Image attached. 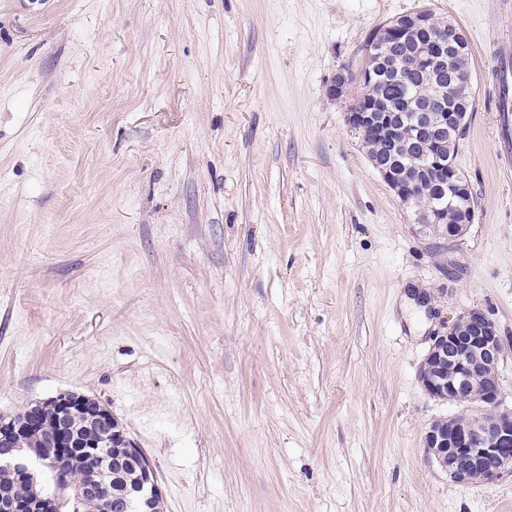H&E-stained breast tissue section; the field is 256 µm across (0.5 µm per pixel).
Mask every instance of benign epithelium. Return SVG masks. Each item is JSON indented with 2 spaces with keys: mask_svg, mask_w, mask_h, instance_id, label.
<instances>
[{
  "mask_svg": "<svg viewBox=\"0 0 512 512\" xmlns=\"http://www.w3.org/2000/svg\"><path fill=\"white\" fill-rule=\"evenodd\" d=\"M433 11L421 7L402 18H396L375 30L361 50V64L336 76L330 93L342 97L353 87L346 121L355 134L365 138L374 130L388 151L398 143L402 127L396 122L395 106L389 104L383 112L367 109V94L374 83V68L370 59L388 45L393 36H403L410 26L424 34L423 42L408 53L407 66H438L453 70V80L439 97L428 101L417 114L414 130L409 136L428 151L426 157L414 164L415 171L392 169L373 163L375 170L395 192L402 205L412 206L415 197L424 192L419 173L438 170L448 175V183L458 197L467 196V188L459 176L454 159L447 153L448 141L460 142L465 123L459 112V88L472 84L467 70L455 69V59L465 48L462 34L455 23L435 26ZM462 218L448 224L444 210L431 207L413 211V223L436 226V237L447 242L461 239L473 224V207L456 206ZM504 343L496 323L479 309L463 311L435 336L421 365L419 379L426 393L435 401L456 405L461 397L469 402L466 419L449 416L434 420L425 431L427 454L448 474L455 484L467 486L512 475V405H507L500 382L499 364ZM93 398L74 391L57 395L27 408L22 414L0 419V468L17 478L32 483L35 469L51 472L54 491L37 498L18 497L0 493V512H62L67 506L77 512L87 499L108 498L133 512H153L157 501L163 499L156 470L145 452L136 447L121 429L112 412L104 407L88 416L85 427L90 433L106 440L109 448H122L116 457L100 454L99 442L81 439L71 426V420L86 410ZM84 449L87 474L80 483L72 482L70 467L74 449ZM137 472L138 481L126 493L112 488V470Z\"/></svg>",
  "mask_w": 512,
  "mask_h": 512,
  "instance_id": "7a95c632",
  "label": "benign epithelium"
}]
</instances>
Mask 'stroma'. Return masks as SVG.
Listing matches in <instances>:
<instances>
[{"label":"stroma","instance_id":"stroma-1","mask_svg":"<svg viewBox=\"0 0 512 512\" xmlns=\"http://www.w3.org/2000/svg\"><path fill=\"white\" fill-rule=\"evenodd\" d=\"M456 22L476 221L417 229L337 73L416 8ZM498 0H0V415L97 398L163 512H512L424 448L418 380L484 310L512 400V170L488 104Z\"/></svg>","mask_w":512,"mask_h":512}]
</instances>
